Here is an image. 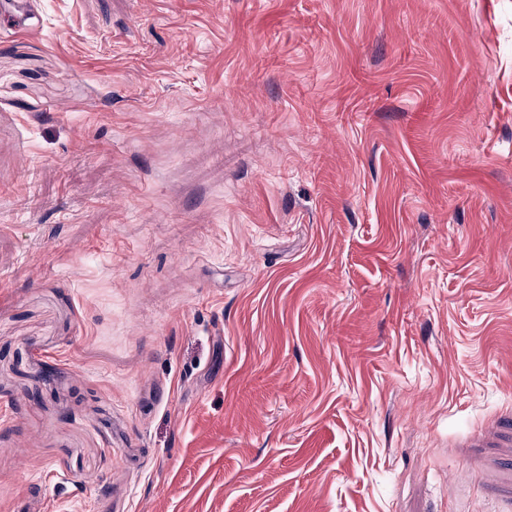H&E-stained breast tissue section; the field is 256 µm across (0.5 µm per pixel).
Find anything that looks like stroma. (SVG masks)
<instances>
[{"mask_svg":"<svg viewBox=\"0 0 512 512\" xmlns=\"http://www.w3.org/2000/svg\"><path fill=\"white\" fill-rule=\"evenodd\" d=\"M0 512H512V0H0Z\"/></svg>","mask_w":512,"mask_h":512,"instance_id":"obj_1","label":"stroma"}]
</instances>
